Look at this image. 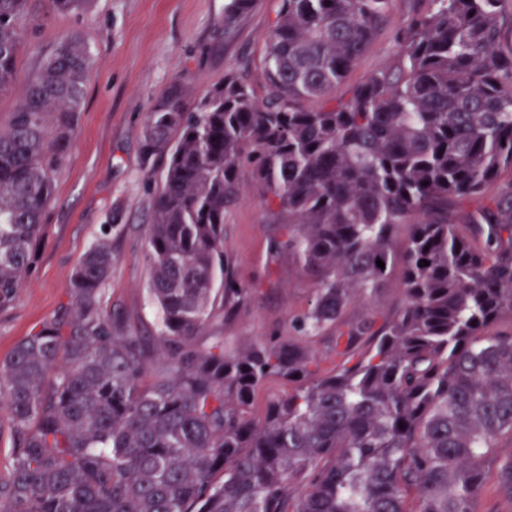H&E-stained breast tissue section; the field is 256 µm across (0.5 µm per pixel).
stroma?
<instances>
[{
	"mask_svg": "<svg viewBox=\"0 0 512 512\" xmlns=\"http://www.w3.org/2000/svg\"><path fill=\"white\" fill-rule=\"evenodd\" d=\"M413 7V0H393L385 29L337 86V101H347L368 75L397 64L395 35ZM280 9L281 0H256L228 33L224 0H88L69 13L54 11L51 0H28L15 82L0 94V125L9 122L23 88L62 37L84 43L91 65L75 140L31 245L29 271L15 296L0 302V360L68 303L70 276L106 224L127 227L113 243L109 293L153 326L147 229L165 160L143 165L147 114L175 81L193 100L233 72L263 94L268 36ZM240 181L241 192L224 214V258L237 286L248 291L245 305L224 323L231 348L288 335L290 317L308 309L315 288L293 258L270 263V207L249 168H242Z\"/></svg>",
	"mask_w": 512,
	"mask_h": 512,
	"instance_id": "1",
	"label": "stroma"
}]
</instances>
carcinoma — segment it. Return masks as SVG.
Returning a JSON list of instances; mask_svg holds the SVG:
<instances>
[{
  "instance_id": "cac0c4a2",
  "label": "carcinoma",
  "mask_w": 512,
  "mask_h": 512,
  "mask_svg": "<svg viewBox=\"0 0 512 512\" xmlns=\"http://www.w3.org/2000/svg\"><path fill=\"white\" fill-rule=\"evenodd\" d=\"M392 2L281 0L261 100L234 74L193 105L178 82L163 92L142 132L144 163L167 158L147 252L156 327L112 304L111 224L69 306L0 361V512H475L489 455L512 501V325L492 329L512 318V189L467 232L453 222L457 200L512 173V10L428 0L397 36V69L334 105ZM253 3L225 0L224 31ZM25 7L0 0V92ZM88 65L60 40L0 126V299L28 267ZM243 163L284 230L272 256L292 253L317 288L295 335L230 350L224 315L244 296L224 287V212ZM396 263L397 311L347 319ZM280 378L292 391L255 422L257 391Z\"/></svg>"
}]
</instances>
